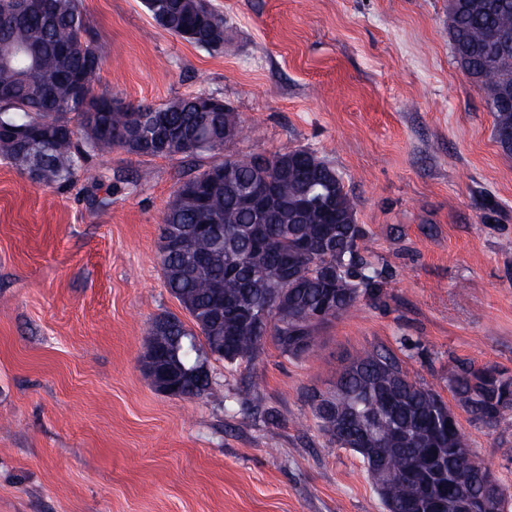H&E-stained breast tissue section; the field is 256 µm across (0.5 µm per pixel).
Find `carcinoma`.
Here are the masks:
<instances>
[{"instance_id":"cac0c4a2","label":"carcinoma","mask_w":512,"mask_h":512,"mask_svg":"<svg viewBox=\"0 0 512 512\" xmlns=\"http://www.w3.org/2000/svg\"><path fill=\"white\" fill-rule=\"evenodd\" d=\"M24 13L15 0H0V128L30 126L44 140L19 142L0 133V158L42 154L38 184H67L81 175L97 182L86 156L121 148L138 156L216 153L224 148V128L242 132L232 110H206L203 94L180 97L157 107L123 105L99 90L102 54L81 8V0H28ZM147 11L167 31L211 51L224 47V15L209 0H144ZM448 33L454 56L484 90L494 114L495 137L512 152V0H448ZM70 45L66 54L58 45ZM204 135L183 145L173 130ZM255 156H230L186 179L163 215L162 237L177 235L182 246L160 253L166 287L191 316V329L177 317L155 320L149 328L145 365L180 376L185 398L208 388L191 372L206 354L229 364L252 361L262 350L248 318L267 310L269 336L282 354L309 356L317 331L347 313L362 298L383 294L381 273L364 259L365 237L341 175L306 149L267 158L273 195L258 212L244 206L238 188L252 178ZM217 224L224 254L213 255L208 238L195 230ZM262 237V243L256 238ZM296 278L283 279L285 268ZM448 388L456 405L494 424L512 412V376L493 365L463 366ZM320 431L338 448L358 454L367 469L362 434L371 433L378 458L391 478L371 477L384 512H440L450 495L485 497L487 512H506L509 493L474 458L458 420L442 397L411 380L387 350L346 359L335 387L310 395ZM351 429L336 436V413Z\"/></svg>"}]
</instances>
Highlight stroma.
<instances>
[{
	"label": "stroma",
	"instance_id": "obj_1",
	"mask_svg": "<svg viewBox=\"0 0 512 512\" xmlns=\"http://www.w3.org/2000/svg\"><path fill=\"white\" fill-rule=\"evenodd\" d=\"M212 53L143 0H82L101 86L156 106L205 93L243 131L225 154L305 148L342 176L382 268L294 360L208 359V394H162L142 360L153 319L189 314L159 263L162 218L218 157L91 155L102 176L34 183L0 160V512H383L362 459L331 445L307 396L349 357L390 350L451 400L462 364L512 375V153L459 67L448 0H210ZM455 415L475 458L512 488V414Z\"/></svg>",
	"mask_w": 512,
	"mask_h": 512
}]
</instances>
